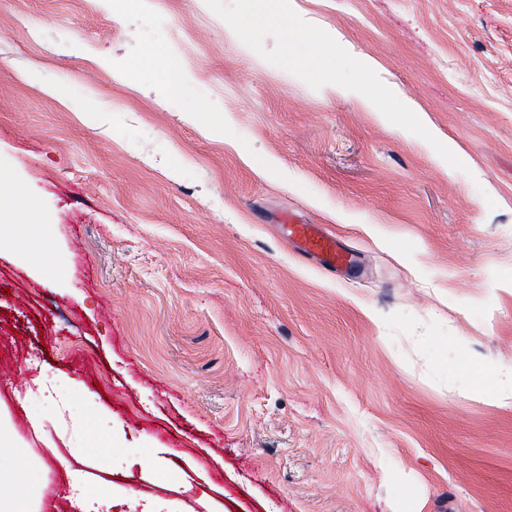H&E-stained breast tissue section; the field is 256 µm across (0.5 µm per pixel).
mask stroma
I'll list each match as a JSON object with an SVG mask.
<instances>
[{
  "instance_id": "1",
  "label": "stroma",
  "mask_w": 512,
  "mask_h": 512,
  "mask_svg": "<svg viewBox=\"0 0 512 512\" xmlns=\"http://www.w3.org/2000/svg\"><path fill=\"white\" fill-rule=\"evenodd\" d=\"M0 179L52 225L0 244L44 512H76L72 448L180 512H512L474 380L512 365V0H0ZM40 374L111 420L63 431ZM319 224H288L289 236L302 243L307 255H316L324 266L335 268L347 265L348 255L336 249L334 239L319 232Z\"/></svg>"
}]
</instances>
